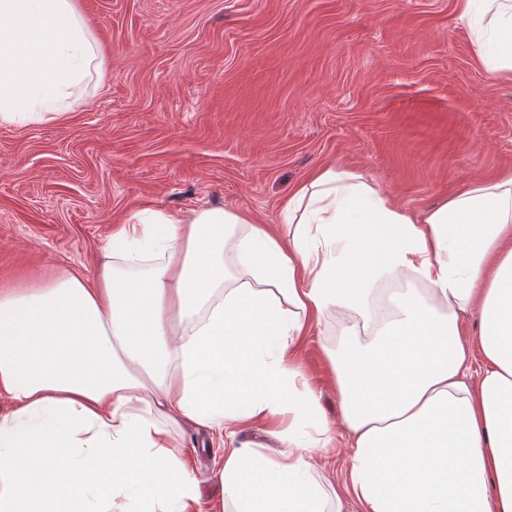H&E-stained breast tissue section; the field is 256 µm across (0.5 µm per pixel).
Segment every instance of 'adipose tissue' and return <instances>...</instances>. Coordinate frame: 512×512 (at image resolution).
<instances>
[{"label":"adipose tissue","mask_w":512,"mask_h":512,"mask_svg":"<svg viewBox=\"0 0 512 512\" xmlns=\"http://www.w3.org/2000/svg\"><path fill=\"white\" fill-rule=\"evenodd\" d=\"M457 9L488 70L512 73V0ZM101 61L75 0H0V125L57 113ZM280 215L290 237L224 209L134 215L94 278L0 286V512H198L180 418L279 422V452L225 449L232 512H332L311 459L335 431L297 358L331 309L349 332L328 355L344 497L360 512H512V170L416 218L329 166ZM386 274L427 293H400L376 327L368 296Z\"/></svg>","instance_id":"1"}]
</instances>
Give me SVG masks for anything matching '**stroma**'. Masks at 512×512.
Masks as SVG:
<instances>
[{
  "instance_id": "obj_1",
  "label": "stroma",
  "mask_w": 512,
  "mask_h": 512,
  "mask_svg": "<svg viewBox=\"0 0 512 512\" xmlns=\"http://www.w3.org/2000/svg\"><path fill=\"white\" fill-rule=\"evenodd\" d=\"M103 65L51 120L0 125V282L93 277L119 221L221 207L277 225L318 169L364 175L420 213L512 168V78L455 0H76ZM327 312L298 356L338 421ZM221 512L217 433L174 432ZM344 431L312 475L341 490Z\"/></svg>"
}]
</instances>
